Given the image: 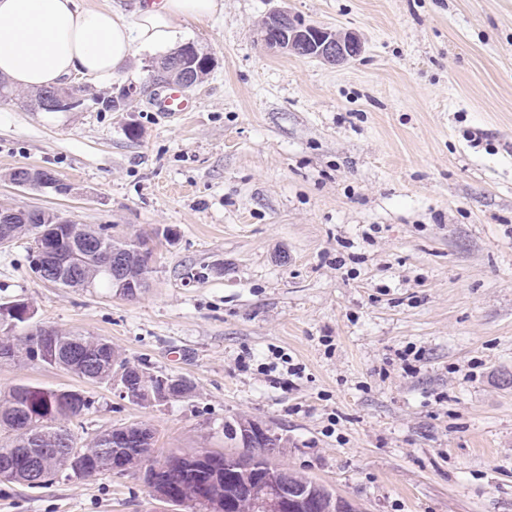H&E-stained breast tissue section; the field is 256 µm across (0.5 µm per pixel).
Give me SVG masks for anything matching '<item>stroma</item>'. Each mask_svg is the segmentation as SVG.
Returning <instances> with one entry per match:
<instances>
[{"label": "stroma", "instance_id": "obj_1", "mask_svg": "<svg viewBox=\"0 0 512 512\" xmlns=\"http://www.w3.org/2000/svg\"><path fill=\"white\" fill-rule=\"evenodd\" d=\"M277 6L357 34L362 55L267 49L257 30ZM177 42L214 59L181 118L157 112L140 48L111 82L67 79L78 111L0 98V210L155 246L148 287L123 296L43 283L20 238L0 248V305L194 390L136 405L107 380L2 362L0 397L85 391L79 444L139 422L160 462L222 448L215 425L246 417L287 438L277 465L361 512H512V0H224ZM124 86L125 109H101ZM18 167L71 192L15 187ZM143 471L0 482V512H185Z\"/></svg>", "mask_w": 512, "mask_h": 512}]
</instances>
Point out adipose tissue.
Listing matches in <instances>:
<instances>
[{
	"instance_id": "1",
	"label": "adipose tissue",
	"mask_w": 512,
	"mask_h": 512,
	"mask_svg": "<svg viewBox=\"0 0 512 512\" xmlns=\"http://www.w3.org/2000/svg\"><path fill=\"white\" fill-rule=\"evenodd\" d=\"M224 11V0H140L132 21L113 7L78 0H0V77L28 89L57 86L74 74L104 82L135 47L172 45L179 24Z\"/></svg>"
}]
</instances>
